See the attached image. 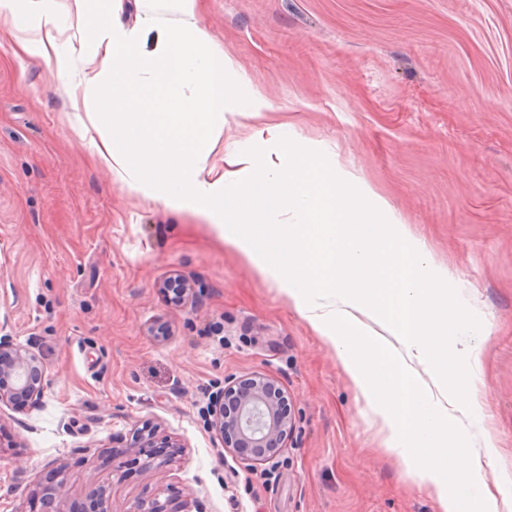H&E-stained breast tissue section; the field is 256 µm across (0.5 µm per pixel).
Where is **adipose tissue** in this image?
Returning a JSON list of instances; mask_svg holds the SVG:
<instances>
[{
	"label": "adipose tissue",
	"instance_id": "ef3b65f1",
	"mask_svg": "<svg viewBox=\"0 0 512 512\" xmlns=\"http://www.w3.org/2000/svg\"><path fill=\"white\" fill-rule=\"evenodd\" d=\"M27 2L40 19L18 44L55 67L71 100L83 84L69 75L66 27L80 33L86 70L111 76L106 105L78 121V149L127 190L202 218L270 278L335 349L388 427L389 448L432 488L441 512H512V497H497L475 463H494L493 437L467 443L483 399L469 369L450 363L467 327L457 279L320 146L288 124L257 126L271 106L213 50L197 0H177L176 25L146 16L131 29L93 16L88 0H73L64 17L48 0ZM146 31L155 35L149 51L140 47ZM230 114L248 119V140L268 150L226 152L217 173L209 157Z\"/></svg>",
	"mask_w": 512,
	"mask_h": 512
}]
</instances>
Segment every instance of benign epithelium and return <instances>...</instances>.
I'll return each mask as SVG.
<instances>
[{
  "label": "benign epithelium",
  "instance_id": "7a95c632",
  "mask_svg": "<svg viewBox=\"0 0 512 512\" xmlns=\"http://www.w3.org/2000/svg\"><path fill=\"white\" fill-rule=\"evenodd\" d=\"M47 371L42 359L30 349L14 343L10 336H0V405L33 407L41 403L47 388ZM209 422L222 447L233 452L251 470L272 466L286 449L294 425L291 406L286 404L276 381L266 374L246 378L229 377L224 387L212 397ZM155 430L149 426L140 432L138 445L127 452L147 454L143 466L164 473L166 462L152 463L148 449L155 447ZM49 499L44 512H112V482L102 479L82 501L70 496L65 469L51 474ZM128 512H174L169 501L159 494L141 496Z\"/></svg>",
  "mask_w": 512,
  "mask_h": 512
}]
</instances>
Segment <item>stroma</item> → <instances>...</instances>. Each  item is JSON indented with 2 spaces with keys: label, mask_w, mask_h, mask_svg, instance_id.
Listing matches in <instances>:
<instances>
[{
  "label": "stroma",
  "mask_w": 512,
  "mask_h": 512,
  "mask_svg": "<svg viewBox=\"0 0 512 512\" xmlns=\"http://www.w3.org/2000/svg\"><path fill=\"white\" fill-rule=\"evenodd\" d=\"M177 20L122 0L124 27ZM216 50L257 81L272 122L326 145L464 287L458 359L512 470V0H197ZM35 15L0 11V316L40 355L39 406H0V512L64 467L73 497L112 478V510L158 491L186 512H440L387 446L335 351L198 216L127 192L75 144L55 70L18 50ZM179 278L183 304L161 291ZM273 376L295 429L269 472L225 452L205 410L225 378ZM179 449L164 477L110 452L144 421Z\"/></svg>",
  "instance_id": "stroma-1"
}]
</instances>
